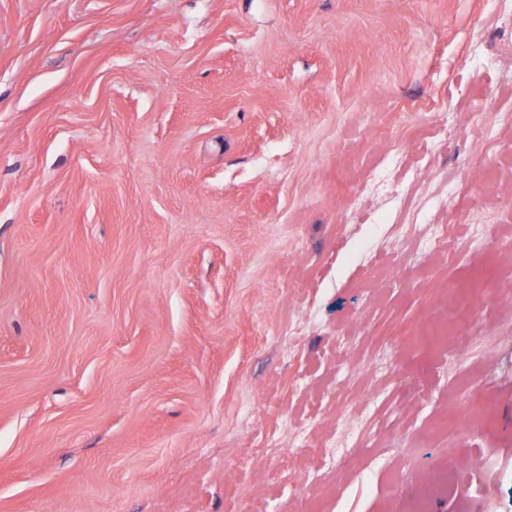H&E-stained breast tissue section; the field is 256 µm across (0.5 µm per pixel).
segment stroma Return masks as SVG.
<instances>
[{"mask_svg": "<svg viewBox=\"0 0 512 512\" xmlns=\"http://www.w3.org/2000/svg\"><path fill=\"white\" fill-rule=\"evenodd\" d=\"M511 52L497 0H0V512H512Z\"/></svg>", "mask_w": 512, "mask_h": 512, "instance_id": "stroma-1", "label": "stroma"}]
</instances>
